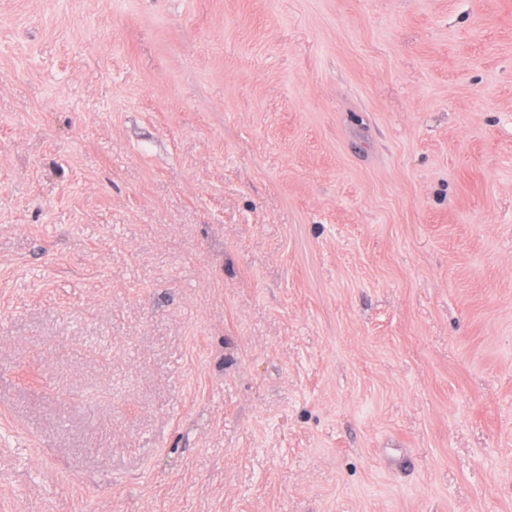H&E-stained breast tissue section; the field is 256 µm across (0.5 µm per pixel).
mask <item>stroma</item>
<instances>
[{
  "instance_id": "1",
  "label": "stroma",
  "mask_w": 512,
  "mask_h": 512,
  "mask_svg": "<svg viewBox=\"0 0 512 512\" xmlns=\"http://www.w3.org/2000/svg\"><path fill=\"white\" fill-rule=\"evenodd\" d=\"M0 512H512V0H0Z\"/></svg>"
}]
</instances>
